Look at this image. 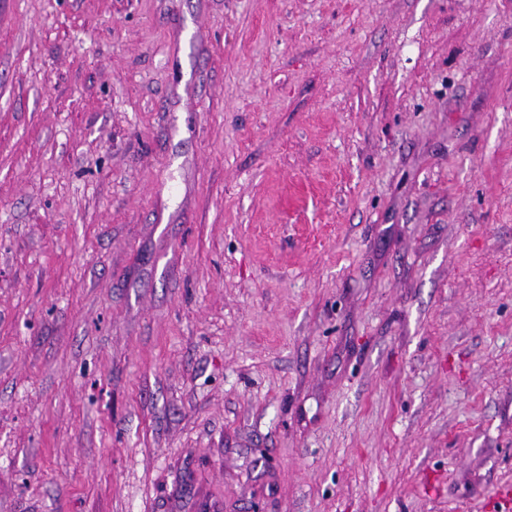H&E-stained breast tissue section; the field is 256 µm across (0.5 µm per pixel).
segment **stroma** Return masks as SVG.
I'll return each mask as SVG.
<instances>
[{
    "label": "stroma",
    "instance_id": "1",
    "mask_svg": "<svg viewBox=\"0 0 512 512\" xmlns=\"http://www.w3.org/2000/svg\"><path fill=\"white\" fill-rule=\"evenodd\" d=\"M512 0H0V512H492Z\"/></svg>",
    "mask_w": 512,
    "mask_h": 512
}]
</instances>
